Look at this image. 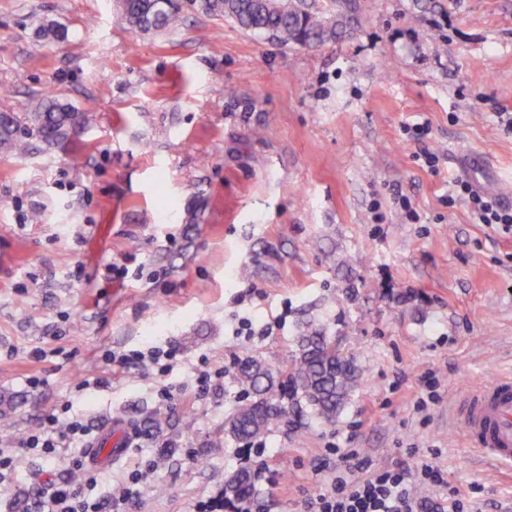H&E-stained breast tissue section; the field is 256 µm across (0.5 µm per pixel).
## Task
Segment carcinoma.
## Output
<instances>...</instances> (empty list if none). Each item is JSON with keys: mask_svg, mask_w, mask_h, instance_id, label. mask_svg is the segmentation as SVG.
<instances>
[{"mask_svg": "<svg viewBox=\"0 0 512 512\" xmlns=\"http://www.w3.org/2000/svg\"><path fill=\"white\" fill-rule=\"evenodd\" d=\"M202 12L228 17L242 29L267 34L284 44L316 46L347 32L353 21L350 0L338 2L336 15L325 16L310 0H188ZM182 0H118L121 20L134 32L164 34L180 21ZM92 114L62 100L56 92L41 97L32 111L0 114V156L20 157L27 139L49 146L65 144L85 129ZM242 404L225 424L224 435L252 443L277 427L285 406L305 405L319 420L331 422L343 410L359 383V371L343 337L309 326L285 368L276 372L255 357L236 364ZM252 492L248 472L232 476L224 491L232 504Z\"/></svg>", "mask_w": 512, "mask_h": 512, "instance_id": "obj_1", "label": "carcinoma"}]
</instances>
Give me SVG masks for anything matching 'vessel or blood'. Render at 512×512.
Returning a JSON list of instances; mask_svg holds the SVG:
<instances>
[{
	"label": "vessel or blood",
	"mask_w": 512,
	"mask_h": 512,
	"mask_svg": "<svg viewBox=\"0 0 512 512\" xmlns=\"http://www.w3.org/2000/svg\"><path fill=\"white\" fill-rule=\"evenodd\" d=\"M461 426L479 451L493 463L512 466V377L485 384L464 398ZM128 451L126 430L113 422L98 432L90 462L100 467L123 458Z\"/></svg>",
	"instance_id": "vessel-or-blood-1"
}]
</instances>
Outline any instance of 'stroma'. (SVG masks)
<instances>
[{
	"mask_svg": "<svg viewBox=\"0 0 512 512\" xmlns=\"http://www.w3.org/2000/svg\"><path fill=\"white\" fill-rule=\"evenodd\" d=\"M355 2L350 33L308 48L193 10L153 35L123 24L117 0H0V112L49 89L96 103L77 143L32 137L25 158L0 156V424L19 436L69 403L93 428L150 430L170 451L145 449L157 469L137 512H193L225 487L243 449L224 436L236 360L281 367L308 323L345 337L361 384L335 422L295 412L267 434L253 512H304L346 448L479 487L480 512L512 502V478L451 417L461 394L512 374V234L445 203L479 155L486 193L512 207L496 118L512 113V0ZM47 22L68 41L42 39ZM423 120L425 143L406 141ZM422 147L439 172L417 165ZM241 317L273 330L233 335ZM170 342L169 377L137 365L76 391L107 376L105 351ZM36 347L52 358L30 359ZM203 357L224 365L223 394L160 406Z\"/></svg>",
	"mask_w": 512,
	"mask_h": 512,
	"instance_id": "stroma-1",
	"label": "stroma"
}]
</instances>
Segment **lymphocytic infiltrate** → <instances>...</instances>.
Here are the masks:
<instances>
[{
	"label": "lymphocytic infiltrate",
	"mask_w": 512,
	"mask_h": 512,
	"mask_svg": "<svg viewBox=\"0 0 512 512\" xmlns=\"http://www.w3.org/2000/svg\"><path fill=\"white\" fill-rule=\"evenodd\" d=\"M459 201L468 206L476 223L512 233V208L480 194L470 182L457 181L454 192L447 199L451 206ZM177 352V346L171 344L132 354L107 351L102 360L116 374L136 363L157 367L159 374L166 376L173 369ZM223 382V368L210 367L203 359L199 362L193 389L169 383L159 389L158 398L165 406L182 404L191 398L200 401ZM93 440V431L82 416L49 415L38 429L25 432L8 446L0 447V485H12L19 479H26L34 497L30 512H133L155 469L153 461L141 456L131 458L126 465L124 481L108 494H96L98 474L88 462ZM64 450L72 453L73 464L82 475V487L44 480L32 474L21 477L18 461L22 455L32 454L52 460ZM414 483L434 488L442 486L443 478L438 470L425 463L412 471L377 470L362 479L342 473L332 478L327 489L306 500L305 512H473L474 501L454 492L444 500L415 497L410 491Z\"/></svg>",
	"instance_id": "1"
}]
</instances>
